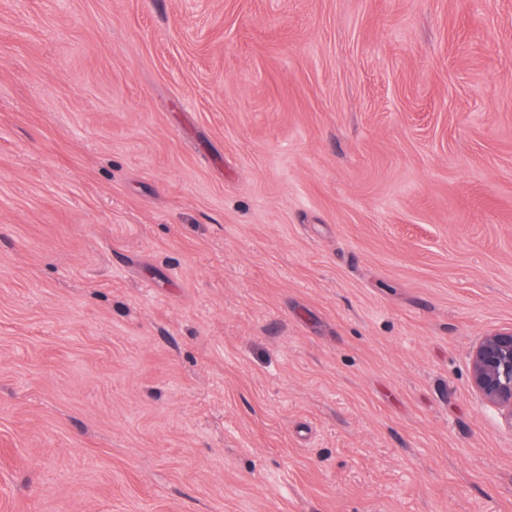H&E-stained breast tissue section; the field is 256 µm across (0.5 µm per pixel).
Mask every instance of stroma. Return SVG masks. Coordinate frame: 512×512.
<instances>
[{
    "instance_id": "stroma-1",
    "label": "stroma",
    "mask_w": 512,
    "mask_h": 512,
    "mask_svg": "<svg viewBox=\"0 0 512 512\" xmlns=\"http://www.w3.org/2000/svg\"><path fill=\"white\" fill-rule=\"evenodd\" d=\"M512 0H0V512H512ZM472 387L512 428V328L484 336L470 352Z\"/></svg>"
}]
</instances>
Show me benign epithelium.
Returning a JSON list of instances; mask_svg holds the SVG:
<instances>
[{
  "label": "benign epithelium",
  "instance_id": "1",
  "mask_svg": "<svg viewBox=\"0 0 512 512\" xmlns=\"http://www.w3.org/2000/svg\"><path fill=\"white\" fill-rule=\"evenodd\" d=\"M472 387L512 428V328L484 336L470 352Z\"/></svg>",
  "mask_w": 512,
  "mask_h": 512
}]
</instances>
